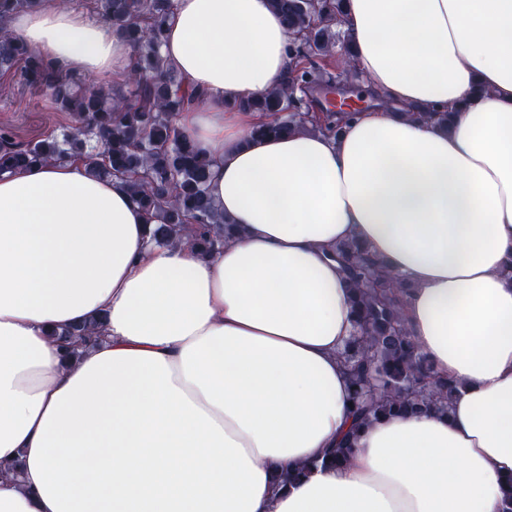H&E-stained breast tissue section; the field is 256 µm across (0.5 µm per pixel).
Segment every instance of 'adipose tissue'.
<instances>
[{
  "instance_id": "adipose-tissue-1",
  "label": "adipose tissue",
  "mask_w": 512,
  "mask_h": 512,
  "mask_svg": "<svg viewBox=\"0 0 512 512\" xmlns=\"http://www.w3.org/2000/svg\"><path fill=\"white\" fill-rule=\"evenodd\" d=\"M371 105L338 137L262 140L238 108L284 82L270 0H176L162 52L199 98L176 123L214 161L238 235L156 245L128 186L85 163L0 174V512H503L512 483V0H347ZM10 31L126 81L121 33L43 0ZM449 112L450 128L421 120ZM358 239L412 285L402 315L448 415L349 425L353 332L331 252ZM102 316L64 358L53 332ZM307 467L299 481L277 473Z\"/></svg>"
}]
</instances>
